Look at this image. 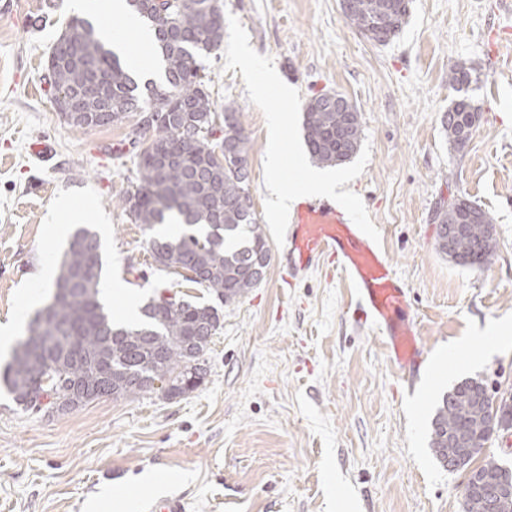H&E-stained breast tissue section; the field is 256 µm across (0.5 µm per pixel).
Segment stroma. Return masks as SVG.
Here are the masks:
<instances>
[{
	"instance_id": "obj_1",
	"label": "stroma",
	"mask_w": 512,
	"mask_h": 512,
	"mask_svg": "<svg viewBox=\"0 0 512 512\" xmlns=\"http://www.w3.org/2000/svg\"><path fill=\"white\" fill-rule=\"evenodd\" d=\"M259 54L309 100L338 92L356 105L371 153L349 182L409 291L408 315L428 351L414 388L332 263L298 278L271 246L263 281L219 303L207 375L173 400L102 398L62 415L17 405L0 386V512H142L169 492L188 512H464V472L430 447L442 395L478 379L512 394V345L491 331L512 321V31L498 53L487 35L511 26L495 0H410L398 38L378 44L350 25L339 0H219ZM68 0H0V322L29 321L43 270H56L79 226L101 239L102 282L137 302L156 289L209 301L208 292L152 266L146 236L122 204L138 185L141 115L105 127L67 124L47 94V56L76 17ZM204 58L216 112L232 106L249 137L250 197L264 223L267 129L240 70ZM479 72L481 117L464 151L441 119L455 95L448 71ZM53 146L44 160L30 142ZM457 195L488 211L496 248L476 269L435 246L433 214ZM74 213L49 230L62 197ZM470 348L436 365L439 353Z\"/></svg>"
}]
</instances>
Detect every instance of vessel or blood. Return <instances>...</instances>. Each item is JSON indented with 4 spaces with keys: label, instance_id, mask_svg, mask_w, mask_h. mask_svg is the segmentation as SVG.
Here are the masks:
<instances>
[{
    "label": "vessel or blood",
    "instance_id": "1",
    "mask_svg": "<svg viewBox=\"0 0 512 512\" xmlns=\"http://www.w3.org/2000/svg\"><path fill=\"white\" fill-rule=\"evenodd\" d=\"M293 274L313 269L321 259L335 261L339 273L357 292L356 305L378 329L390 360L405 382H413L424 350L407 317L408 290L386 253L336 203L307 199L292 207L286 234Z\"/></svg>",
    "mask_w": 512,
    "mask_h": 512
}]
</instances>
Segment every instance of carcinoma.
Listing matches in <instances>:
<instances>
[{
  "mask_svg": "<svg viewBox=\"0 0 512 512\" xmlns=\"http://www.w3.org/2000/svg\"><path fill=\"white\" fill-rule=\"evenodd\" d=\"M346 20L379 44L396 38L407 23L409 0H349ZM153 35L164 74L141 86L94 25L71 20L48 57L52 101L72 125L96 128L122 118L129 105L148 104L143 129L150 132L138 158L140 183L124 204L148 233V247L159 271L206 289L221 302L248 294L260 279L252 268L267 269L270 252L249 195L251 142L224 110V137L214 138L215 110L199 75L197 58L224 47V14L218 0H126ZM472 68L457 64L448 72L456 96L443 128L456 151L471 138L480 107L469 95ZM64 98H59V95ZM304 139L313 163L321 167L350 161L362 141L360 113L345 117L329 93L311 97L303 115ZM477 218L456 243L451 262L480 268L495 250L489 212L457 197L435 217L436 248L448 255V225L454 215ZM188 229L167 236L157 226L170 221ZM101 242L87 227L77 228L60 263L56 290L62 298L39 311L12 350L0 381L21 405L36 391L52 393L64 377L77 385V407L104 397L135 398L154 392L152 382L169 379L178 396L204 379L203 356L220 325L218 309L163 292L149 298L130 322L114 320L100 298ZM512 428V404L496 400L487 387L465 381L443 395L431 422L430 445L439 462L456 454L452 435L470 448H483L499 427Z\"/></svg>",
  "mask_w": 512,
  "mask_h": 512,
  "instance_id": "carcinoma-1",
  "label": "carcinoma"
}]
</instances>
